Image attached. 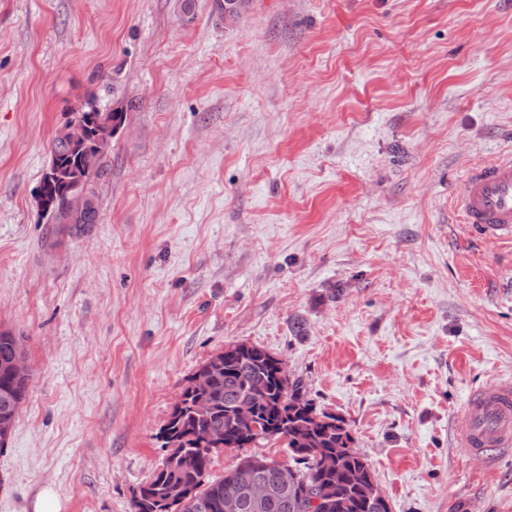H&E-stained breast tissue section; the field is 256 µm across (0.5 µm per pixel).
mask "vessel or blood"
<instances>
[{"label": "vessel or blood", "instance_id": "b4317fda", "mask_svg": "<svg viewBox=\"0 0 512 512\" xmlns=\"http://www.w3.org/2000/svg\"><path fill=\"white\" fill-rule=\"evenodd\" d=\"M457 206L470 233L512 240V152L494 164L471 169L456 192ZM462 419L460 448L497 463L512 454V381L472 395Z\"/></svg>", "mask_w": 512, "mask_h": 512}]
</instances>
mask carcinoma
<instances>
[{
    "mask_svg": "<svg viewBox=\"0 0 512 512\" xmlns=\"http://www.w3.org/2000/svg\"><path fill=\"white\" fill-rule=\"evenodd\" d=\"M112 120L119 126L126 113L101 112L93 107L72 113L88 130L86 142L72 149L51 142L56 154L57 179H42L50 197L46 212L51 223H69L71 186L83 187L105 172L112 142L96 139L97 120ZM24 354L22 337L0 327V447L6 443L1 424L14 416L28 394V382L9 371L13 359ZM224 369L205 385L182 387V400L160 431L161 448L173 441L177 450L191 458L187 467L170 465L164 457L152 478L142 485L132 501L131 512H224V497L245 486L257 473L273 481L276 469L270 459L248 456L221 478L210 469L216 448H247L263 442H283L299 477L293 497L273 499L265 512H310L309 497L317 492L323 503L317 512H391L386 494L377 488L369 495V463L351 452L354 437L347 423L317 410L299 379L280 375L279 359L266 348L251 344L246 349L228 347L218 353ZM249 401L255 412L249 422L238 418V406Z\"/></svg>",
    "mask_w": 512,
    "mask_h": 512,
    "instance_id": "1",
    "label": "carcinoma"
}]
</instances>
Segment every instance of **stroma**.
<instances>
[{"label":"stroma","mask_w":512,"mask_h":512,"mask_svg":"<svg viewBox=\"0 0 512 512\" xmlns=\"http://www.w3.org/2000/svg\"><path fill=\"white\" fill-rule=\"evenodd\" d=\"M127 118L96 224L37 204L56 125ZM512 151V0H0V326L28 395L0 512H131L186 378L257 344L349 426L392 512H512L459 447L512 380V244L454 188Z\"/></svg>","instance_id":"35a3bbf8"}]
</instances>
